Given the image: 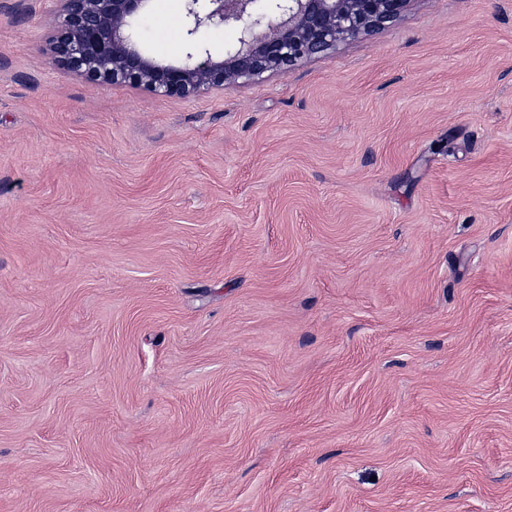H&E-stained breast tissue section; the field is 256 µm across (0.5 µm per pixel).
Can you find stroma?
Returning <instances> with one entry per match:
<instances>
[{"mask_svg":"<svg viewBox=\"0 0 512 512\" xmlns=\"http://www.w3.org/2000/svg\"><path fill=\"white\" fill-rule=\"evenodd\" d=\"M56 9L0 0V512H512V0L190 98Z\"/></svg>","mask_w":512,"mask_h":512,"instance_id":"1","label":"stroma"}]
</instances>
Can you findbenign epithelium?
<instances>
[{
  "label": "benign epithelium",
  "instance_id": "7a95c632",
  "mask_svg": "<svg viewBox=\"0 0 512 512\" xmlns=\"http://www.w3.org/2000/svg\"><path fill=\"white\" fill-rule=\"evenodd\" d=\"M47 52L61 66L102 85L129 84L191 97L288 73L301 61L398 19L411 0H184L186 50L162 62L136 40L133 23L150 0H58ZM231 27L235 46L213 56L200 33Z\"/></svg>",
  "mask_w": 512,
  "mask_h": 512
}]
</instances>
